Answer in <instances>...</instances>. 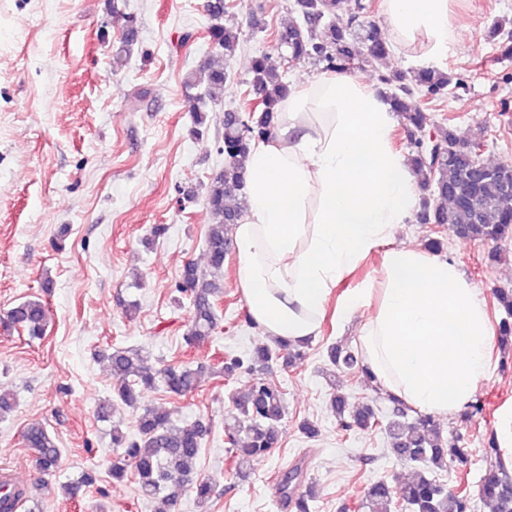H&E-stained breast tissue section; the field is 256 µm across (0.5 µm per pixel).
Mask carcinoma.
Listing matches in <instances>:
<instances>
[{"instance_id":"cac0c4a2","label":"carcinoma","mask_w":512,"mask_h":512,"mask_svg":"<svg viewBox=\"0 0 512 512\" xmlns=\"http://www.w3.org/2000/svg\"><path fill=\"white\" fill-rule=\"evenodd\" d=\"M365 9L362 0H296L293 11L297 19L276 34L278 55L262 53L252 59L250 86L257 103L224 111V168L205 186V204L211 216L206 235L210 273L190 263L178 285V291L188 296L192 304L191 320L183 334L186 346L193 347L209 338L217 326L216 301L223 295L220 275L229 245L227 231L242 217L240 197L246 187L247 154L253 143L270 137L279 128L281 104L291 92L284 62L313 61L334 72L376 66L389 56V45L373 25L364 22ZM227 10L226 0H207L208 36L216 52L184 81L187 88L200 90L194 108L199 125L206 121V99L226 89L229 64L243 42L242 31L224 23ZM124 23L126 37L115 50L118 59L129 54L137 32L135 16L124 17ZM380 83L401 124L413 133L428 129L433 139L432 148L411 142L410 164L420 187L431 192L422 201L419 220L424 224H446L464 241L497 243L512 237V166L482 162L480 167H474L467 149L484 141L483 130L461 137L454 128L434 123L429 114L428 105L448 95L452 84L448 72L431 67L415 71L408 78L395 71L380 76ZM496 299L506 313L499 323V335L500 341L507 343L512 339V290L496 291ZM47 321L45 302L39 297L30 298L0 317V330L6 334L22 331L36 340L45 334ZM290 347L293 351L288 356H303L302 345L292 347L276 341L243 355L227 353L219 365L210 368L202 364L149 366L141 354L121 347L98 354L107 361L116 379V399L135 412L133 435L124 434L116 426L112 428V482L133 479L142 496L160 501L159 512H172L176 496L169 482L177 474L190 484L197 504L205 506L212 486L196 476V465L209 429L199 422L176 424L168 413L143 405L144 391L160 387L172 396L184 397L198 387L207 368L230 380L239 373L253 371L257 364L272 362ZM329 358L340 369L351 370L358 363L352 351L336 345L330 348ZM231 400L235 413L224 423L225 461L231 470L242 474L245 464L265 457L279 444L285 397L279 385L258 377L245 392L232 395ZM391 402L392 415L383 418L368 406L349 410L347 398L341 394L331 398L330 407L341 430L382 429L389 435L397 456L422 469L414 480L402 486L384 480L375 482L355 502V512H392L396 506L410 512H473L476 498L489 504L492 512H512V474L501 461V448L495 438L488 439L485 454L496 460L497 470L478 485L477 494L464 485L449 491L427 472L454 465L460 479H465L468 449L459 445L458 437L442 439L429 417L408 421L402 403L395 398ZM24 441L43 474L57 471L61 450L42 423H30ZM98 481L96 471L85 470L77 480L63 484L62 491L66 498L75 500ZM275 484L284 509L312 512L316 492L314 485L306 481L303 461L284 465ZM24 498L21 488L0 482V512H15Z\"/></svg>"}]
</instances>
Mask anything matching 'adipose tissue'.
Here are the masks:
<instances>
[{"mask_svg": "<svg viewBox=\"0 0 512 512\" xmlns=\"http://www.w3.org/2000/svg\"><path fill=\"white\" fill-rule=\"evenodd\" d=\"M452 0H385L395 53L432 66L455 41ZM287 122L255 143L244 216L234 230L238 287L263 335L317 336L333 288L384 247L379 291L351 293L343 314L369 308L361 363L384 394L450 416L487 372L489 313L459 265L391 240L419 201L418 179L396 152L397 116L356 76H320L284 104Z\"/></svg>", "mask_w": 512, "mask_h": 512, "instance_id": "adipose-tissue-1", "label": "adipose tissue"}]
</instances>
